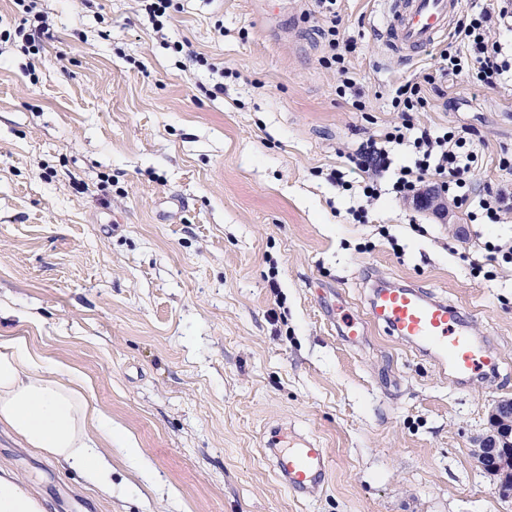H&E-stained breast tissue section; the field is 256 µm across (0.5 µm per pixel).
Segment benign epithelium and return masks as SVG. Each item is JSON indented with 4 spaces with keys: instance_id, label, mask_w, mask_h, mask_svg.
I'll use <instances>...</instances> for the list:
<instances>
[{
    "instance_id": "benign-epithelium-1",
    "label": "benign epithelium",
    "mask_w": 512,
    "mask_h": 512,
    "mask_svg": "<svg viewBox=\"0 0 512 512\" xmlns=\"http://www.w3.org/2000/svg\"><path fill=\"white\" fill-rule=\"evenodd\" d=\"M490 430L473 455L482 467L498 479V485L512 483V399L495 403L490 412Z\"/></svg>"
}]
</instances>
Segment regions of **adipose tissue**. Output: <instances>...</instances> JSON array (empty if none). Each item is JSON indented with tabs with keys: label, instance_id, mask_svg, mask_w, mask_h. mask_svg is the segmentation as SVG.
I'll list each match as a JSON object with an SVG mask.
<instances>
[{
	"label": "adipose tissue",
	"instance_id": "adipose-tissue-1",
	"mask_svg": "<svg viewBox=\"0 0 512 512\" xmlns=\"http://www.w3.org/2000/svg\"><path fill=\"white\" fill-rule=\"evenodd\" d=\"M0 424L31 447L62 459L103 492L112 490L117 430L65 366L48 363L24 341L0 338ZM0 512H46L18 477L0 475Z\"/></svg>",
	"mask_w": 512,
	"mask_h": 512
}]
</instances>
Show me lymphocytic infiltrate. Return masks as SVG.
Here are the masks:
<instances>
[{
	"instance_id": "f902f5d3",
	"label": "lymphocytic infiltrate",
	"mask_w": 512,
	"mask_h": 512,
	"mask_svg": "<svg viewBox=\"0 0 512 512\" xmlns=\"http://www.w3.org/2000/svg\"><path fill=\"white\" fill-rule=\"evenodd\" d=\"M512 27V0H490L486 7L460 22L447 48L439 54L437 74L424 75L422 82L400 84L392 99L394 109L402 112L403 122L369 137L356 151L357 166L363 174L362 193L377 197L382 186L379 175L393 171L390 191L400 197L417 196L427 177L436 178L441 190L465 206L470 221L498 224L512 213V194L504 189H487L472 197L471 183L482 156L479 142L470 129L451 127L443 132L416 126L412 115L423 109L426 100L422 83H434L436 77L464 76L478 86L497 89L512 85V48L496 39L494 29ZM332 55L329 59L340 78L339 94L350 95L352 105L364 110L365 104L349 75L345 57L355 48L352 38L342 37L336 27L327 30ZM408 145L415 156L413 165L392 169L390 153L394 146Z\"/></svg>"
}]
</instances>
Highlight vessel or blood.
<instances>
[{
    "label": "vessel or blood",
    "mask_w": 512,
    "mask_h": 512,
    "mask_svg": "<svg viewBox=\"0 0 512 512\" xmlns=\"http://www.w3.org/2000/svg\"><path fill=\"white\" fill-rule=\"evenodd\" d=\"M461 10V0H387L383 35L391 51L415 55L448 36ZM470 316L447 299L417 285L377 289L366 317L345 313L339 334L349 344L380 325L440 371L452 374L457 385L487 375L498 366L485 342L468 332ZM275 469L288 490L300 498L317 496L329 469L328 454L318 442L303 441L288 450L275 449Z\"/></svg>",
    "instance_id": "vessel-or-blood-1"
}]
</instances>
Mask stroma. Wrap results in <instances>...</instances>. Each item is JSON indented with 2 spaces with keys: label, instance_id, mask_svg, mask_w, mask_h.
Segmentation results:
<instances>
[{
  "label": "stroma",
  "instance_id": "stroma-1",
  "mask_svg": "<svg viewBox=\"0 0 512 512\" xmlns=\"http://www.w3.org/2000/svg\"><path fill=\"white\" fill-rule=\"evenodd\" d=\"M52 37L0 42V336L85 381L133 437L112 450V494L0 427V471L47 512H512L473 456L492 404L512 397V266L503 224L449 219L382 192L359 197L351 155L401 122L392 98L434 70L388 54L378 0H172L155 28L140 0H40ZM356 50L366 103L336 93L322 29ZM417 124L485 141L478 184L512 190V91L444 79ZM341 171L351 190L338 187ZM472 316L495 375L453 385L380 328L346 344L379 278ZM314 437L321 493L272 467Z\"/></svg>",
  "mask_w": 512,
  "mask_h": 512
}]
</instances>
